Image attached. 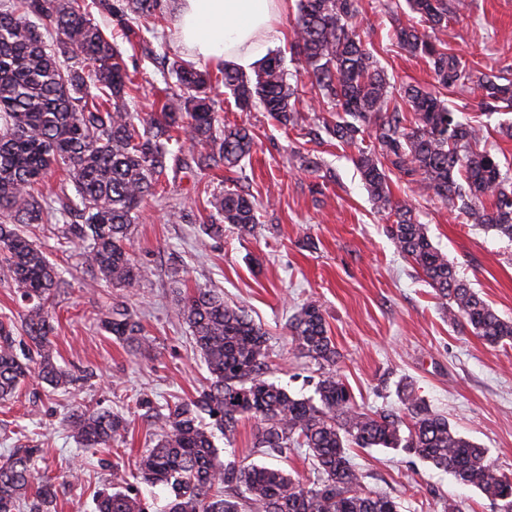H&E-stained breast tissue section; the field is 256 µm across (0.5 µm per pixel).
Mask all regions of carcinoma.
<instances>
[{
  "mask_svg": "<svg viewBox=\"0 0 512 512\" xmlns=\"http://www.w3.org/2000/svg\"><path fill=\"white\" fill-rule=\"evenodd\" d=\"M418 23H400L395 44L424 59L443 89L464 87L473 68L449 51L448 0H406ZM163 9V0H3L0 3V274L15 290L19 322L0 320V401L14 397L36 373L55 390L77 378L53 353L51 309L71 281L23 232L24 224H55L59 238L79 250L91 287L133 288L148 278L132 252V227L148 198L169 172L195 165L200 172L220 165L234 171L248 158L254 134L246 122L220 124L223 87L236 109L260 105L278 126L302 127L298 84L283 59L268 55L253 75L226 64L199 69L175 55L165 58L178 90L165 92L154 111H129L139 85L117 45L134 50L146 43L143 28ZM361 0H297L290 53L308 74L312 96L330 105L336 121L325 125L330 139L371 147L356 159L378 210L394 217L386 228L396 249L445 301L448 321L489 345L512 346V320L505 319L458 276L456 267L431 241L408 201L389 187L396 171L421 193L451 204L467 220L512 241V176L482 146L484 126L459 119L440 94L411 83L394 89L374 50L352 24ZM112 24L111 34L92 12ZM480 105L494 113L512 107V79L484 74L477 80ZM193 147L190 161L178 156L183 136ZM56 166L68 181L40 190ZM210 222L200 237L220 238L224 225L249 234L258 222L253 201L235 190L211 195ZM210 377L191 398L167 408L139 400L152 419L156 442L138 465L139 483L161 489L164 512H400L387 493L369 489L352 464L349 448H384L414 454L480 490L512 512V475L496 468L488 450L461 435L448 419L415 393L398 390L401 412L367 413L354 401L336 370V348L315 300L302 304L288 322L295 349L319 365L314 395L296 397L266 379V333L241 307L224 303L212 288H197L176 305ZM116 339L148 348L132 311L114 305L101 319ZM26 336L19 356L17 339ZM206 414L212 420L201 422ZM244 419L256 422L254 447L265 455L305 449L316 479L304 482L280 467L222 461L214 431L228 442ZM67 426L83 448H110L124 437L129 420L104 409L72 412ZM24 446L0 456V512H51V480ZM153 503L112 472V491L96 495L94 512H151Z\"/></svg>",
  "mask_w": 512,
  "mask_h": 512,
  "instance_id": "1",
  "label": "carcinoma"
}]
</instances>
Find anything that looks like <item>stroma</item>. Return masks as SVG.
Instances as JSON below:
<instances>
[{"instance_id":"stroma-1","label":"stroma","mask_w":512,"mask_h":512,"mask_svg":"<svg viewBox=\"0 0 512 512\" xmlns=\"http://www.w3.org/2000/svg\"><path fill=\"white\" fill-rule=\"evenodd\" d=\"M355 20L373 43L392 84L430 88L424 59L392 47L386 32L395 20H408L405 0H362ZM451 16L446 41L475 70L512 77V0H448ZM151 39L154 58L127 57L141 88L131 111H153L164 83V54L185 55L174 36V22L159 19ZM303 91L308 130L273 126L265 112H236L225 100L224 121H247L255 146L242 172L209 170L200 180L179 176L164 194L148 199L133 232L132 249L147 267V280L133 288L82 284L73 252L60 248L51 224H33L30 237L49 259L66 269L72 286L55 307L51 336L57 362L80 374L70 394L37 379L0 403V454L33 439L41 448L37 466L52 478L56 512H93V496L112 483L113 470L135 473L143 452L154 444L150 422L133 416L124 438L88 454L66 426L75 405L120 410L137 396L163 405L194 395L208 376L187 326L174 315L177 300L196 287L218 288L225 302L245 308L265 330L271 345L269 381L297 396H311L318 370L292 346L289 317L307 300L321 305L329 334L340 355L337 368L366 412L399 409L397 391L411 382L432 409L457 431L487 448L489 459L512 474V347L492 346L448 323L434 291L396 250L356 168L358 151L330 142L325 123L335 115L308 91L302 67L287 46L276 47ZM461 107V119L483 120L486 145L512 167V110L482 116L475 85L443 94ZM311 154L315 171L303 170L298 157ZM237 184L254 196L260 216L256 234L225 227L222 238L201 239L196 218L207 216L208 194ZM394 198L411 203L426 224L433 244L453 262L464 280L503 318L512 320V241L470 224L450 205L413 194L391 175ZM189 221L174 223L173 210ZM128 304L150 340L136 349L100 327L112 302ZM353 464L364 483L388 493L401 512H442L454 502L459 512H499L480 491L461 486L417 456L376 448H355Z\"/></svg>"}]
</instances>
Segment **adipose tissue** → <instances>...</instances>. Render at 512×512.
I'll return each instance as SVG.
<instances>
[{"label": "adipose tissue", "mask_w": 512, "mask_h": 512, "mask_svg": "<svg viewBox=\"0 0 512 512\" xmlns=\"http://www.w3.org/2000/svg\"><path fill=\"white\" fill-rule=\"evenodd\" d=\"M283 0H179V42L194 58L227 61L249 71L279 45Z\"/></svg>", "instance_id": "1"}]
</instances>
